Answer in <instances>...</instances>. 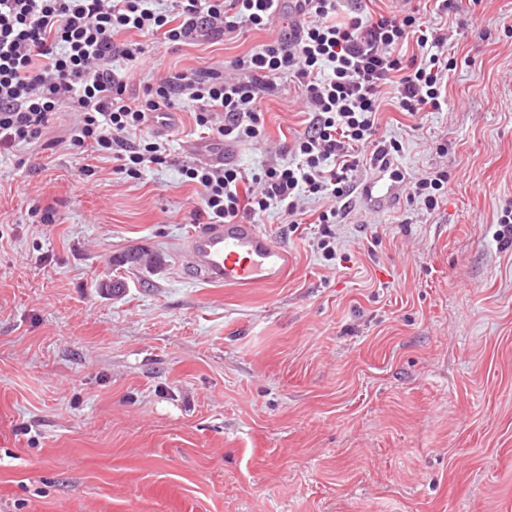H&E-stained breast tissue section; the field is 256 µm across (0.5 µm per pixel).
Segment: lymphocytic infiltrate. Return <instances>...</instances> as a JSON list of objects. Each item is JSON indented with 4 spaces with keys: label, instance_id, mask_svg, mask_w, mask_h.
<instances>
[{
    "label": "lymphocytic infiltrate",
    "instance_id": "f902f5d3",
    "mask_svg": "<svg viewBox=\"0 0 512 512\" xmlns=\"http://www.w3.org/2000/svg\"><path fill=\"white\" fill-rule=\"evenodd\" d=\"M277 6L278 0H171L160 11L153 0H0V149L40 141L55 112L68 106L81 116L69 148L111 155L117 171L135 178L164 161L160 144L141 135L149 113L170 111L185 97L196 104L195 122L204 133L222 142L256 140L263 133L260 94L290 74L310 108L291 160L257 172L184 166L186 180L202 191L209 223L274 207L298 219L303 199L351 196L362 169L400 178L401 143L377 133L381 90L394 84L400 111L410 115L437 110L448 69L447 40L420 12L336 23V0H296L299 20L288 40L234 59L232 68L242 74L236 81L215 68L175 72L134 97L125 75L112 67L113 59L135 64L144 55L130 32L173 45L220 38L245 26L264 29ZM411 39L419 53L407 58L401 49Z\"/></svg>",
    "mask_w": 512,
    "mask_h": 512
}]
</instances>
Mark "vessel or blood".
<instances>
[{"label": "vessel or blood", "mask_w": 512, "mask_h": 512, "mask_svg": "<svg viewBox=\"0 0 512 512\" xmlns=\"http://www.w3.org/2000/svg\"><path fill=\"white\" fill-rule=\"evenodd\" d=\"M183 256L191 277L237 288L278 284L289 262L287 249L248 221L208 224L190 233Z\"/></svg>", "instance_id": "vessel-or-blood-1"}]
</instances>
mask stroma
<instances>
[{
  "label": "stroma",
  "instance_id": "1",
  "mask_svg": "<svg viewBox=\"0 0 512 512\" xmlns=\"http://www.w3.org/2000/svg\"><path fill=\"white\" fill-rule=\"evenodd\" d=\"M435 0H338L371 18ZM289 0L263 30L114 60L131 95L287 37ZM453 58L441 109L398 110L384 86L389 173L360 172L335 225V259L273 208L255 216L287 248L274 286L181 277L202 191L191 147L211 145L192 101L140 178L62 143L0 150V512H512V0H448ZM257 108L264 137L225 144L254 171L288 161L309 116L280 76ZM448 173L438 208L409 183ZM52 223H31L32 208ZM141 248L148 265L123 264ZM122 282L113 290V282Z\"/></svg>",
  "mask_w": 512,
  "mask_h": 512
}]
</instances>
